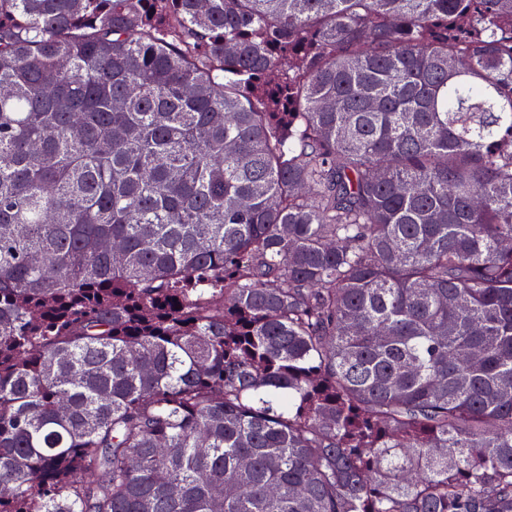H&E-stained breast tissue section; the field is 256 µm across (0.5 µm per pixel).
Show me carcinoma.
Returning <instances> with one entry per match:
<instances>
[{"label":"carcinoma","mask_w":512,"mask_h":512,"mask_svg":"<svg viewBox=\"0 0 512 512\" xmlns=\"http://www.w3.org/2000/svg\"><path fill=\"white\" fill-rule=\"evenodd\" d=\"M0 512H512V0H0Z\"/></svg>","instance_id":"1"}]
</instances>
